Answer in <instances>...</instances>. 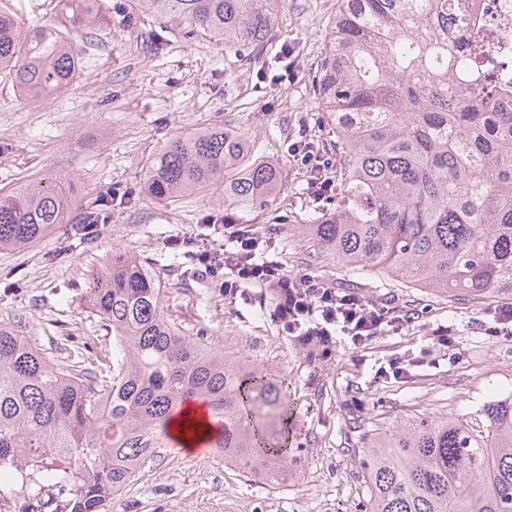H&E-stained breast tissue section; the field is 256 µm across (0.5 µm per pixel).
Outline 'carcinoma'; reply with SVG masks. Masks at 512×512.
Here are the masks:
<instances>
[{
  "instance_id": "1",
  "label": "carcinoma",
  "mask_w": 512,
  "mask_h": 512,
  "mask_svg": "<svg viewBox=\"0 0 512 512\" xmlns=\"http://www.w3.org/2000/svg\"><path fill=\"white\" fill-rule=\"evenodd\" d=\"M280 0H131L186 38L260 48ZM474 0H339L312 88L336 132V208L303 233L336 262L378 269L448 299H512V102L463 53ZM53 24L25 29L0 8V74L29 102L73 83L82 39L112 27L102 0H57ZM216 188L230 209L276 201L282 175L224 127L172 138L144 191L172 202ZM77 202L40 175L0 192V248L63 224ZM86 307L112 332V355L53 364L0 321V512H109L155 461L188 400L218 428L211 448L276 484L299 468L288 379L188 335L152 268L117 248L89 278ZM485 425L422 420L364 449L365 512H512V397ZM188 440L206 434L180 422Z\"/></svg>"
}]
</instances>
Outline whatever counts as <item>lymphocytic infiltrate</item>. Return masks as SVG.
<instances>
[{"mask_svg": "<svg viewBox=\"0 0 512 512\" xmlns=\"http://www.w3.org/2000/svg\"><path fill=\"white\" fill-rule=\"evenodd\" d=\"M211 232L225 238V245L202 248L208 235L203 232L173 238L168 245L193 256L204 275L220 280L229 300L247 298L255 286L280 291L279 316L289 335L326 336L337 328L359 348L381 330L398 335L413 322L388 305L329 287L312 276H288L285 263L269 253L267 242L244 227L216 224Z\"/></svg>", "mask_w": 512, "mask_h": 512, "instance_id": "obj_1", "label": "lymphocytic infiltrate"}]
</instances>
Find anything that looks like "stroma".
<instances>
[{
    "label": "stroma",
    "instance_id": "obj_1",
    "mask_svg": "<svg viewBox=\"0 0 512 512\" xmlns=\"http://www.w3.org/2000/svg\"><path fill=\"white\" fill-rule=\"evenodd\" d=\"M337 0H281L259 52L189 41L163 21L97 32L78 76L48 102L24 101L0 77V189L50 171L78 202L66 224L19 249L0 250V320L11 322L48 356L57 343L111 353L112 337L83 301L89 274L112 249L131 252L165 282L174 318L204 342L286 376L302 448L296 478L271 484L244 475L223 453L190 459L177 448L112 499V512H361L367 490L359 461L372 437L423 419H471L484 404L512 395V335L491 336V304L448 305L377 269L349 271L320 253L302 230L310 211L335 207L312 195L309 166L293 152L306 142L335 158L336 135L312 90ZM206 126L242 133L252 154L275 164L283 191L268 208L235 212L234 223L269 240L288 272L417 314L399 335H379L360 351L341 332L328 343L288 335L273 292L230 302L219 283L196 276L168 241L225 213L219 192L176 202L148 197L153 155L172 136ZM111 199L107 223L91 235L76 225ZM447 330L450 343L435 345ZM394 358L412 359L407 377L378 376Z\"/></svg>",
    "mask_w": 512,
    "mask_h": 512
}]
</instances>
